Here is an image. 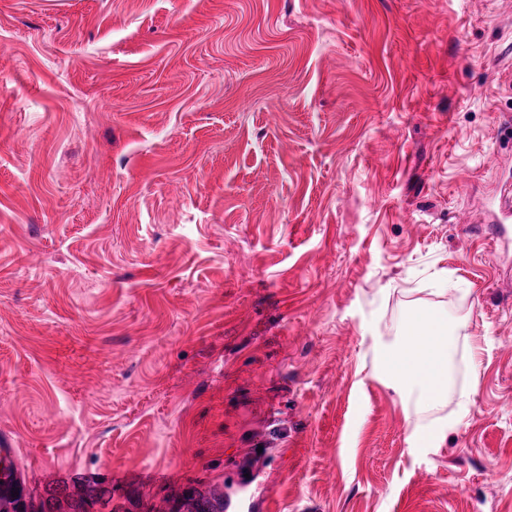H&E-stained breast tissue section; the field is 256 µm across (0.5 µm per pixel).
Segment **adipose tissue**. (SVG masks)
Segmentation results:
<instances>
[{
	"label": "adipose tissue",
	"instance_id": "1",
	"mask_svg": "<svg viewBox=\"0 0 512 512\" xmlns=\"http://www.w3.org/2000/svg\"><path fill=\"white\" fill-rule=\"evenodd\" d=\"M451 337L447 318L417 308L408 314L402 338L413 354L404 357L398 349L376 342V375L396 390L406 410L429 411L446 396Z\"/></svg>",
	"mask_w": 512,
	"mask_h": 512
}]
</instances>
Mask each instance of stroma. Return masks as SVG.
Listing matches in <instances>:
<instances>
[{"instance_id": "1", "label": "stroma", "mask_w": 512, "mask_h": 512, "mask_svg": "<svg viewBox=\"0 0 512 512\" xmlns=\"http://www.w3.org/2000/svg\"><path fill=\"white\" fill-rule=\"evenodd\" d=\"M510 179L512 0H0L26 493L512 512V238L486 221ZM420 306L484 348L473 371L458 345L428 451L372 374ZM460 422L457 418L454 421L447 419L435 422L422 427H415L410 435V442L417 449L427 450L431 448H439L448 436V430L456 427Z\"/></svg>"}]
</instances>
